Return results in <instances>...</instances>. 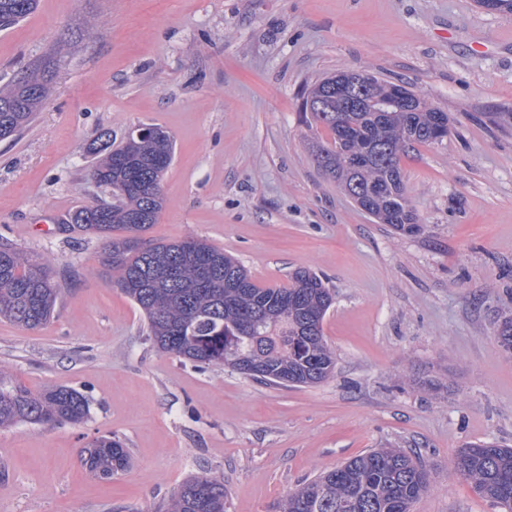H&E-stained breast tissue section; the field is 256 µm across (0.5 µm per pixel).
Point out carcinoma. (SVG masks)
Instances as JSON below:
<instances>
[{
	"label": "carcinoma",
	"mask_w": 512,
	"mask_h": 512,
	"mask_svg": "<svg viewBox=\"0 0 512 512\" xmlns=\"http://www.w3.org/2000/svg\"><path fill=\"white\" fill-rule=\"evenodd\" d=\"M37 0H0V29L34 12ZM0 87V127L4 137L21 133L49 94L45 69L36 65ZM334 75L314 84L303 100L304 120L316 135L315 164L378 223L401 235L421 230L403 180L401 158L416 145L435 144L448 136V113L427 107L401 87L403 102L387 112L371 101L386 82L365 74L371 93L348 107L330 91ZM155 138L124 139L116 145L107 133L92 148L93 172L112 192L108 207H79L73 224L106 245L104 265L114 286L145 314L155 346L202 369L230 367L279 386H314L334 372L336 358L325 342L323 320L332 295L318 274L298 269L283 287L255 283L232 255L202 240L186 238L154 243L143 234L165 207L164 176L172 163L174 140L162 126ZM365 157L359 168L351 155ZM215 277L200 283L199 263ZM61 289L48 265L8 243H0V320L26 329L46 323ZM495 338L512 355V318L498 323ZM89 413L81 392L67 387L34 393L0 369V427L19 423L78 424ZM83 465L102 479L126 472L128 449L112 436H99L81 449ZM454 472L476 493L512 512V448L471 443L460 449ZM430 484V471L400 448H375L341 466L320 473L273 506L275 512H413ZM164 512H229L224 483L197 476L171 497Z\"/></svg>",
	"instance_id": "cac0c4a2"
}]
</instances>
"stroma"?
<instances>
[{"instance_id": "1", "label": "stroma", "mask_w": 512, "mask_h": 512, "mask_svg": "<svg viewBox=\"0 0 512 512\" xmlns=\"http://www.w3.org/2000/svg\"><path fill=\"white\" fill-rule=\"evenodd\" d=\"M52 93L0 139V240L49 264L44 326L0 321V366L32 392L89 398L84 423L0 428V512H154L188 479L223 482L230 512H269L303 481L375 448L432 472L414 512H499L456 475L471 442L512 447V14L477 0H38L0 30V86L31 62ZM376 74L446 112L451 131L401 167L421 231L376 223L317 168L303 88ZM156 123L175 140L154 241L196 237L258 285L322 275L336 369L310 387L198 369L159 350L103 275L104 244L69 221L99 190L101 133ZM129 449L105 480L80 462L100 435Z\"/></svg>"}]
</instances>
